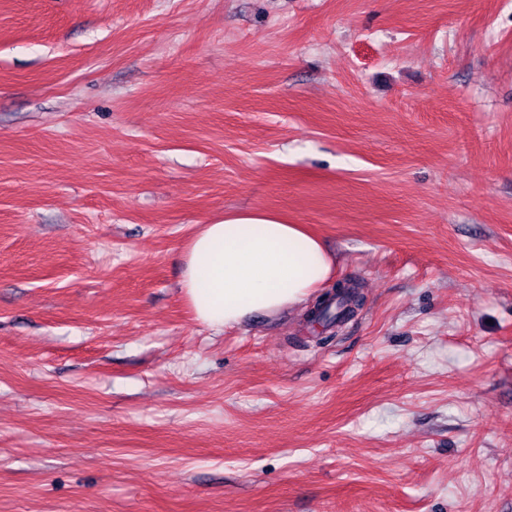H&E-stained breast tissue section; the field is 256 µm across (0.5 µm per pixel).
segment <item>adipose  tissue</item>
I'll return each mask as SVG.
<instances>
[{
  "label": "adipose tissue",
  "instance_id": "adipose-tissue-1",
  "mask_svg": "<svg viewBox=\"0 0 512 512\" xmlns=\"http://www.w3.org/2000/svg\"><path fill=\"white\" fill-rule=\"evenodd\" d=\"M181 288L215 332L306 302L332 277L319 237L272 212L240 210L200 225L181 250Z\"/></svg>",
  "mask_w": 512,
  "mask_h": 512
}]
</instances>
